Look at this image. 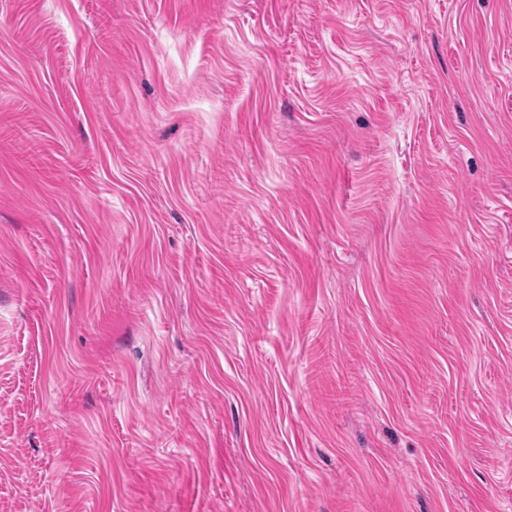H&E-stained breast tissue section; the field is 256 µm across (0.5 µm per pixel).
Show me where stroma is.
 <instances>
[{
  "mask_svg": "<svg viewBox=\"0 0 512 512\" xmlns=\"http://www.w3.org/2000/svg\"><path fill=\"white\" fill-rule=\"evenodd\" d=\"M0 512H512V0H0Z\"/></svg>",
  "mask_w": 512,
  "mask_h": 512,
  "instance_id": "35a3bbf8",
  "label": "stroma"
}]
</instances>
